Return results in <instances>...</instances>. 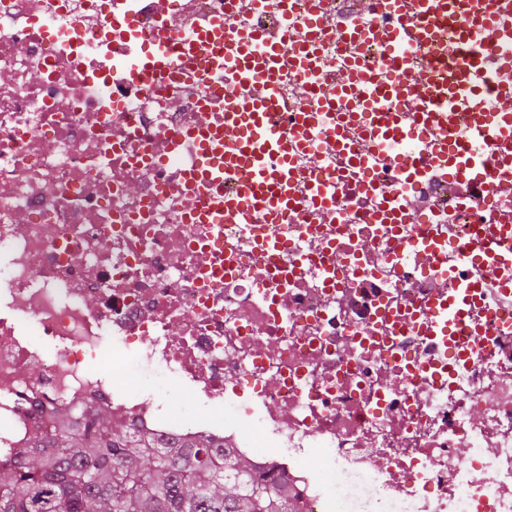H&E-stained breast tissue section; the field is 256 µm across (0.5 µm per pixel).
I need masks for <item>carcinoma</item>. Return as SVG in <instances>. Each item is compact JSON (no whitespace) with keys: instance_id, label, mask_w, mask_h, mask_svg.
<instances>
[{"instance_id":"cac0c4a2","label":"carcinoma","mask_w":512,"mask_h":512,"mask_svg":"<svg viewBox=\"0 0 512 512\" xmlns=\"http://www.w3.org/2000/svg\"><path fill=\"white\" fill-rule=\"evenodd\" d=\"M0 466V512H295L288 486L200 436L167 447L100 410L56 415Z\"/></svg>"}]
</instances>
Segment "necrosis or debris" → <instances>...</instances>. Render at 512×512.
Instances as JSON below:
<instances>
[{
    "label": "necrosis or debris",
    "instance_id": "obj_1",
    "mask_svg": "<svg viewBox=\"0 0 512 512\" xmlns=\"http://www.w3.org/2000/svg\"><path fill=\"white\" fill-rule=\"evenodd\" d=\"M0 0V465L58 410H110L171 442L205 435L287 483L296 512H333L317 471L361 472L377 512H512V269L466 263L478 231L512 224V189L447 171L367 167L335 147L296 154V191L327 179L334 212L300 201L288 221L206 224L187 209L189 132L214 73L170 64L147 86L129 62L164 32L188 38L225 0ZM334 21L315 91L284 72L280 98L338 100L347 62L389 81L386 50L343 46L349 21L386 22L378 0H294ZM283 250H261L271 234ZM438 239L433 263L398 241ZM488 282L469 320L482 340L448 361L430 302ZM119 365L102 367L104 349ZM131 386L120 391L119 378ZM181 393L183 418L168 398ZM242 403L237 422L225 404Z\"/></svg>",
    "mask_w": 512,
    "mask_h": 512
}]
</instances>
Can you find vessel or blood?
I'll use <instances>...</instances> for the list:
<instances>
[{
    "mask_svg": "<svg viewBox=\"0 0 512 512\" xmlns=\"http://www.w3.org/2000/svg\"><path fill=\"white\" fill-rule=\"evenodd\" d=\"M387 12L395 22L384 27L380 40L389 54L392 82L376 84L356 72L341 74L339 89L356 83L362 87L366 114L370 117L368 150L400 146L398 159L406 171L418 163L446 167L458 182L484 183L497 168H512V54L490 55V45L512 44V0H386ZM455 21L459 37L421 66L409 64L408 55L420 47L436 43L439 23ZM293 35L287 26L275 31L261 29L240 33L233 53L222 57L217 72L231 76L232 86L249 87L251 93L236 111L225 113L223 121H212L203 114L193 131L196 156L194 179L205 188L222 184L227 174L241 178L237 190L214 209V220L233 218L248 222L258 210L267 212L270 223H279L294 208L297 197L291 191L292 158L308 142L302 137L314 121V113L295 110L299 139H285L270 121V114L281 107L278 97L277 66L290 59L293 68L308 87L317 84L319 66L311 61L309 42L289 49ZM453 63L454 74L448 86H441L435 73ZM494 97L495 110H484L483 96ZM412 103L417 110L411 125L399 122L390 103ZM472 104L469 116L470 140L448 134L457 123L463 104ZM438 147L426 156L417 148L430 138ZM466 262L496 268L512 266V240L506 233L481 234L477 243L467 246ZM486 285L473 280L457 296L435 300L430 314L444 317L452 329L469 328L468 310L484 298Z\"/></svg>",
    "mask_w": 512,
    "mask_h": 512,
    "instance_id": "obj_1",
    "label": "vessel or blood"
}]
</instances>
